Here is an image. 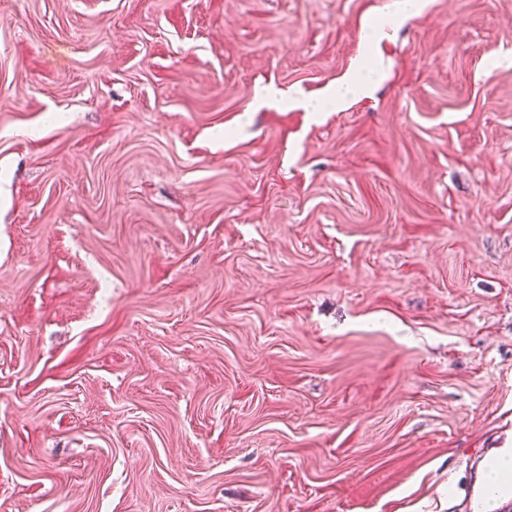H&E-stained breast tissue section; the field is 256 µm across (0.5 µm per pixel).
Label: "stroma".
<instances>
[{"mask_svg": "<svg viewBox=\"0 0 512 512\" xmlns=\"http://www.w3.org/2000/svg\"><path fill=\"white\" fill-rule=\"evenodd\" d=\"M387 2L0 0V512H461L512 430V0L371 44ZM371 84L367 83L359 71L344 75L336 81V84L328 86L322 93L321 98L336 111L346 108L353 101L359 100L368 95Z\"/></svg>", "mask_w": 512, "mask_h": 512, "instance_id": "1", "label": "stroma"}]
</instances>
